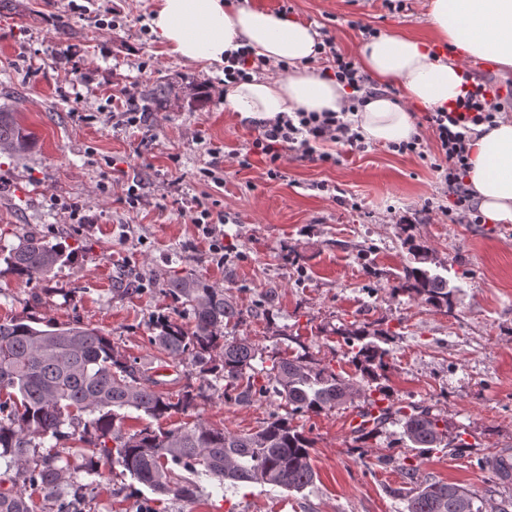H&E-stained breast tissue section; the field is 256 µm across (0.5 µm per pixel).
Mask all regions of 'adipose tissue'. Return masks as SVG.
<instances>
[{"label":"adipose tissue","mask_w":512,"mask_h":512,"mask_svg":"<svg viewBox=\"0 0 512 512\" xmlns=\"http://www.w3.org/2000/svg\"><path fill=\"white\" fill-rule=\"evenodd\" d=\"M430 38L381 34L362 42L360 64L382 85H399L402 101L370 99L353 120L363 135L381 144L410 140L416 132L411 105L436 109L461 93L460 68L451 52L492 60L512 69V0H428ZM155 40L185 63H223L243 47L285 71L267 79L252 77L227 84L224 109L245 120H268L285 112H337L350 90L310 67L317 58L318 32L304 21L231 0H154L149 24ZM465 181L484 219L512 223V119L470 143Z\"/></svg>","instance_id":"1"}]
</instances>
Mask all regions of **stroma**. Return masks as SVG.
I'll return each instance as SVG.
<instances>
[{
    "label": "stroma",
    "mask_w": 512,
    "mask_h": 512,
    "mask_svg": "<svg viewBox=\"0 0 512 512\" xmlns=\"http://www.w3.org/2000/svg\"><path fill=\"white\" fill-rule=\"evenodd\" d=\"M427 0H247L289 14L336 38L357 56L363 30L423 34ZM153 0H0V107L33 135L20 156L0 154V248L35 233L64 238L72 259L30 284L0 261V321L18 317L100 329L116 351L150 367L156 389L196 397L190 415L145 423L170 429L198 419L251 433L289 416L273 394L225 398L223 380L190 363L161 359L149 338L157 317L190 326L164 292L191 272L224 289L242 312L229 336H245L263 356L307 353L361 390L388 388L393 407L418 404L463 432V448L422 455L402 447L388 423L357 445L363 398L342 408L290 416L315 442L316 479L302 492L251 484L223 491L198 477L195 500L153 494L119 465L80 475L85 512H404L407 469L419 480L494 489L492 463L512 452V223L452 224L448 191L429 163L368 142L358 152L331 144L334 160L285 154L282 176L238 165L232 149L257 127L224 109L221 66L189 65L155 41L147 25ZM163 83L164 101L144 109ZM140 123L116 117L123 103ZM214 170L216 179L204 178ZM141 196L124 202L129 185ZM223 216L207 237L191 222L197 206ZM427 251L426 269L453 290L450 308L394 293L411 244ZM387 332L388 365L378 380L356 370L340 328Z\"/></svg>",
    "instance_id": "35a3bbf8"
}]
</instances>
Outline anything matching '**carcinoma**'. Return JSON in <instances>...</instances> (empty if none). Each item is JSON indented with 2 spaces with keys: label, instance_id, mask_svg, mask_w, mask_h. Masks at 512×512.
Here are the masks:
<instances>
[{
  "label": "carcinoma",
  "instance_id": "obj_1",
  "mask_svg": "<svg viewBox=\"0 0 512 512\" xmlns=\"http://www.w3.org/2000/svg\"><path fill=\"white\" fill-rule=\"evenodd\" d=\"M32 145L30 132L14 113L0 108V152L21 155ZM69 245L38 234L20 238L3 257L6 271L30 283L48 278L56 266L71 259ZM415 294L436 307H448V280L426 269L409 267L394 287ZM167 292L191 315L188 328L159 318L152 345L173 360H188L201 374L224 377V397L248 400L253 393L273 392L291 414L320 413L339 408L361 395L328 366H319L304 354L270 357L263 369L266 383L256 386L254 361L261 350L248 338L224 335V327L241 321L242 314L224 293L194 274H176ZM354 353L364 376L375 380L389 350L370 340L365 325L339 331ZM220 350V361L209 358ZM150 368L129 360L112 347L97 328L80 323L11 319L0 323V459L14 471L12 487L0 491V512H37L38 501L53 502L57 512H68L72 500L83 495L76 481L82 469L98 472L100 461L121 466L152 492H173L191 500L199 485L174 481V468L204 475L219 487L256 483L301 491L315 481L311 450L314 441L276 417L259 430L234 434L196 420L155 431L146 426L133 433L124 429L125 410L151 419L185 414L195 398L185 392L177 399L154 389ZM367 398L368 416L378 409L373 427L357 428L358 439L372 437L378 426L391 421L401 427L400 442L425 454L435 448H466L461 433H452L448 421L426 406L392 409ZM50 444L45 453L37 449ZM92 454L83 453V445ZM83 464L74 465L76 452ZM512 503L495 506L491 499L452 482H418L406 499L405 512H508Z\"/></svg>",
  "mask_w": 512,
  "mask_h": 512
}]
</instances>
